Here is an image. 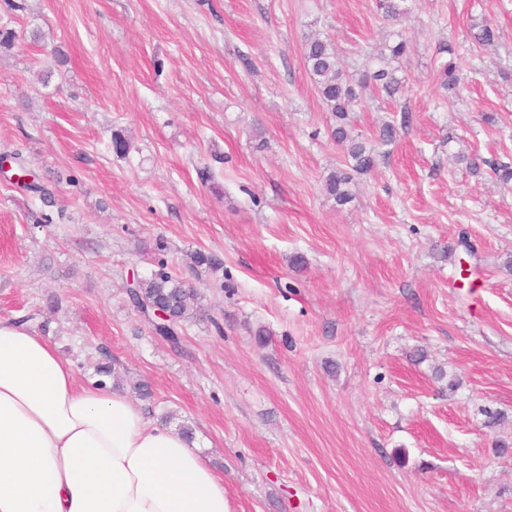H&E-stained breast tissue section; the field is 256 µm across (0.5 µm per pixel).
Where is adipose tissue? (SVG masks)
Masks as SVG:
<instances>
[{
	"mask_svg": "<svg viewBox=\"0 0 512 512\" xmlns=\"http://www.w3.org/2000/svg\"><path fill=\"white\" fill-rule=\"evenodd\" d=\"M0 512H229L195 443L0 321Z\"/></svg>",
	"mask_w": 512,
	"mask_h": 512,
	"instance_id": "ef3b65f1",
	"label": "adipose tissue"
}]
</instances>
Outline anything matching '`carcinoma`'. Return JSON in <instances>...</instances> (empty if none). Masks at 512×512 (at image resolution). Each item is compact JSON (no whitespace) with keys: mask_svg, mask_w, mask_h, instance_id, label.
I'll return each mask as SVG.
<instances>
[{"mask_svg":"<svg viewBox=\"0 0 512 512\" xmlns=\"http://www.w3.org/2000/svg\"><path fill=\"white\" fill-rule=\"evenodd\" d=\"M406 0H375V10L385 20L395 19L406 12ZM407 51V42L399 38L386 46V51L369 57L367 66L373 68L369 79L355 85L342 69L335 45L327 38L314 37L309 39L304 48V59L308 74L318 95L328 111L336 117V128L332 137L336 143L347 149V157L351 167L359 173H367L374 168L376 149L386 146L396 138V128L391 123L383 124L377 132L375 146L366 147L350 134L349 113L363 102L369 95L393 99L401 93L402 84L390 68V62L403 56ZM440 84L446 89H453L460 81L459 69L454 59L441 64L438 71ZM487 165L492 173L503 182L512 181V166L492 163L483 158L471 159L469 169L480 170ZM20 189L33 193L46 203L51 202V193L40 178L21 183ZM326 193L342 205L349 200L348 177L334 171L325 179ZM131 303L142 314L152 306L161 304L170 310L172 320L164 327H154L152 332L158 333L171 342H178L177 334L184 322L197 313L198 293L195 288L166 270V265L159 264V269L148 277L137 279L129 289Z\"/></svg>","mask_w":512,"mask_h":512,"instance_id":"carcinoma-1","label":"carcinoma"}]
</instances>
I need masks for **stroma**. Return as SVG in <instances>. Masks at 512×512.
Returning a JSON list of instances; mask_svg holds the SVG:
<instances>
[{
    "mask_svg": "<svg viewBox=\"0 0 512 512\" xmlns=\"http://www.w3.org/2000/svg\"><path fill=\"white\" fill-rule=\"evenodd\" d=\"M24 4L0 0V154L54 202L0 177V320L27 318L78 382L107 357L147 384L230 512H512V182L464 163H512V0H407L395 22L374 0ZM398 30L403 93L351 115L396 140L354 173L304 43L329 37L357 81ZM162 262L201 296L175 345L127 296ZM348 179L346 174L339 171L329 173L325 179L326 193L340 205L347 203L349 200Z\"/></svg>",
    "mask_w": 512,
    "mask_h": 512,
    "instance_id": "35a3bbf8",
    "label": "stroma"
}]
</instances>
